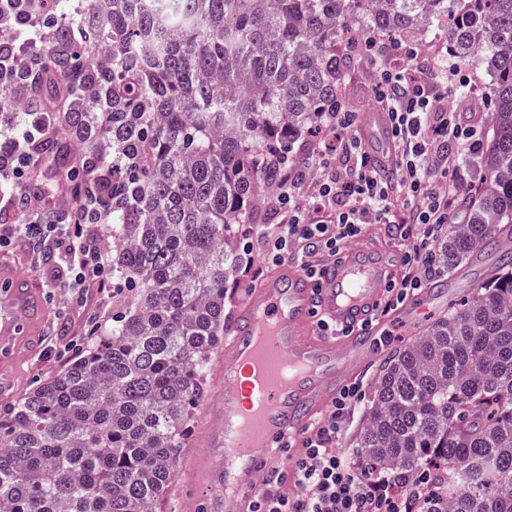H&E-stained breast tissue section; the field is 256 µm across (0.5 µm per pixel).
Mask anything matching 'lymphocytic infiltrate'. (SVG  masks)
I'll return each instance as SVG.
<instances>
[{"label": "lymphocytic infiltrate", "mask_w": 512, "mask_h": 512, "mask_svg": "<svg viewBox=\"0 0 512 512\" xmlns=\"http://www.w3.org/2000/svg\"><path fill=\"white\" fill-rule=\"evenodd\" d=\"M358 48L375 66L376 108L389 116L393 176H382L363 148L358 113H326L303 158L279 159L272 201L278 222L260 239L268 264L295 257L317 281L321 258L336 256L367 225H397L399 272L385 286L386 306L392 309L423 287L431 245L451 222L455 173L464 157L479 150L481 129L461 124L452 105L461 90L476 99L478 86L467 69L441 52L415 69L417 48L404 50L374 37ZM40 133L36 121L21 133L0 127V175L17 184L34 181L38 162L28 147ZM20 234L29 239L34 264L50 257L66 267L68 296L83 301L90 291H112V257L105 246L112 234L110 212L78 203L66 224L0 225V243ZM360 398L358 384L345 387L301 444L279 440V447L294 446L298 452L288 469L268 471L265 481L273 492L256 499L251 512H401L396 481L374 469L352 468L336 446ZM289 480L295 487L291 494L281 490Z\"/></svg>", "instance_id": "f902f5d3"}]
</instances>
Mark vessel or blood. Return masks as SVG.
Instances as JSON below:
<instances>
[{
  "label": "vessel or blood",
  "mask_w": 512,
  "mask_h": 512,
  "mask_svg": "<svg viewBox=\"0 0 512 512\" xmlns=\"http://www.w3.org/2000/svg\"><path fill=\"white\" fill-rule=\"evenodd\" d=\"M389 127L386 113L371 112L361 132L386 142ZM388 273L376 246L353 244L326 262L320 283L288 259L243 285L219 354L221 369H234L236 379L203 406L208 428L222 427L231 450L209 461V512H249L264 472L282 462L272 452L276 441L316 424L376 356L383 329L376 310ZM322 319L335 335L321 331ZM272 356L288 363V380L270 370Z\"/></svg>",
  "instance_id": "b4317fda"
}]
</instances>
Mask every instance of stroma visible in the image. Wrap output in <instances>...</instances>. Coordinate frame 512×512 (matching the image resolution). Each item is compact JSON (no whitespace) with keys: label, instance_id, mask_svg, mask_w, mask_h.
<instances>
[{"label":"stroma","instance_id":"obj_1","mask_svg":"<svg viewBox=\"0 0 512 512\" xmlns=\"http://www.w3.org/2000/svg\"><path fill=\"white\" fill-rule=\"evenodd\" d=\"M494 259L493 253H483L480 261L469 264L462 275L443 269L429 272L428 285L421 292L422 309L401 319L387 314L381 354H388L406 343L439 314L447 312L449 301L470 295L482 283L484 270ZM2 267L11 269L16 280L29 285L37 318L34 323L23 324L20 337L24 340L36 337L39 347L34 354L27 355L0 345V412L29 393L37 382L64 369L71 360L66 345L73 340L90 338L95 332L89 324L91 316H98L101 327L97 332L100 334H107L112 327L111 301L95 294L86 304L65 303V278L60 275L58 266L35 268L26 239H15L11 245L0 249ZM207 453L204 422L198 415L178 461L175 481L163 505L164 512H203L202 474Z\"/></svg>","mask_w":512,"mask_h":512}]
</instances>
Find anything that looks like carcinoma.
Instances as JSON below:
<instances>
[{"label": "carcinoma", "instance_id": "cac0c4a2", "mask_svg": "<svg viewBox=\"0 0 512 512\" xmlns=\"http://www.w3.org/2000/svg\"><path fill=\"white\" fill-rule=\"evenodd\" d=\"M55 9L29 54L52 77L30 146L46 176L112 201L111 331L0 417V512H163L224 342V288L268 167L336 111L372 33L443 34L490 77L491 146L434 264L453 271L512 239V0H107ZM17 0L0 25L39 9ZM119 168L107 170V161ZM402 485L404 512H512V247L466 300L389 353L357 437ZM422 490L416 494V490Z\"/></svg>", "mask_w": 512, "mask_h": 512}]
</instances>
